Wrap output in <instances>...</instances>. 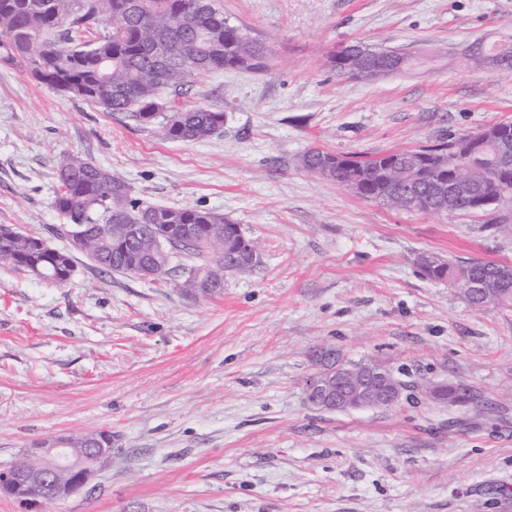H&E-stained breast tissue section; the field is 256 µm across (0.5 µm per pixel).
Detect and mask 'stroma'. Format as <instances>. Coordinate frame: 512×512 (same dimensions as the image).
<instances>
[{
	"label": "stroma",
	"instance_id": "1",
	"mask_svg": "<svg viewBox=\"0 0 512 512\" xmlns=\"http://www.w3.org/2000/svg\"><path fill=\"white\" fill-rule=\"evenodd\" d=\"M216 4L270 64L184 95L224 113L201 141L159 140L0 61V225L68 248L52 201L72 153L146 202L223 212L263 255L208 301L80 254L61 285L0 265V469L38 442L105 431L111 459L46 512H512V305L474 309L417 267L424 253L512 265V236L485 213L389 209L300 164L313 147L376 154L512 121V72L467 54L512 43V0ZM357 40L416 63L371 82L325 67ZM369 361L477 399L308 402L314 378Z\"/></svg>",
	"mask_w": 512,
	"mask_h": 512
}]
</instances>
